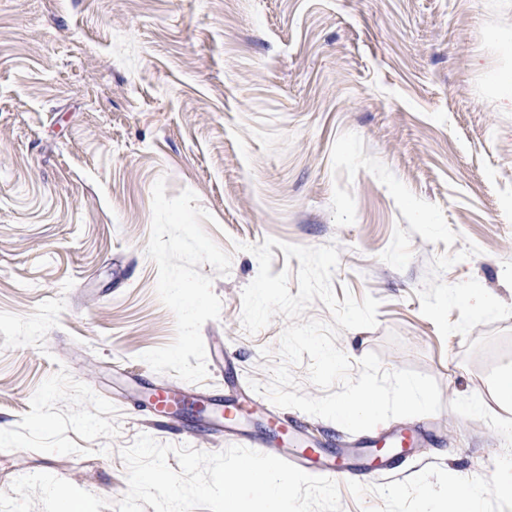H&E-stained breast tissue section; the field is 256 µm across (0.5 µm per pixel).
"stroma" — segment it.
I'll return each mask as SVG.
<instances>
[{
	"mask_svg": "<svg viewBox=\"0 0 512 512\" xmlns=\"http://www.w3.org/2000/svg\"><path fill=\"white\" fill-rule=\"evenodd\" d=\"M512 0H0V512H117L123 448L146 434L235 445L154 422L126 378L175 318L146 255L152 188L192 190L222 302L201 328L231 364L187 383L268 384L288 324L242 327L256 257L236 243L337 244V299L373 295L351 360L432 376L441 410L352 433L287 409L324 444L400 428L421 449L398 475L340 483L342 512H512ZM490 304L477 316L476 301Z\"/></svg>",
	"mask_w": 512,
	"mask_h": 512,
	"instance_id": "stroma-1",
	"label": "stroma"
}]
</instances>
